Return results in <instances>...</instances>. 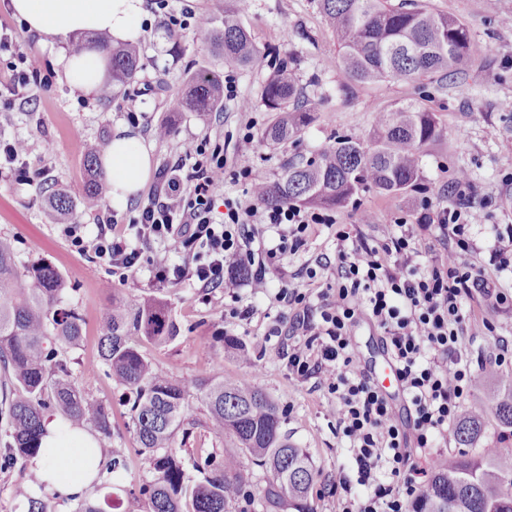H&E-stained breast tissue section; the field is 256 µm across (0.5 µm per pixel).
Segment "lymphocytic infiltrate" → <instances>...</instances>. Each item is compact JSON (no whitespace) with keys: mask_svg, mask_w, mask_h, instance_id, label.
Instances as JSON below:
<instances>
[{"mask_svg":"<svg viewBox=\"0 0 512 512\" xmlns=\"http://www.w3.org/2000/svg\"><path fill=\"white\" fill-rule=\"evenodd\" d=\"M29 153L24 139L1 147L0 178L33 185ZM223 189V156L199 148L190 167L158 170L155 189L131 224L118 226L101 201L93 206L98 217L93 234L80 224L64 225L63 233L76 251L93 250L112 272L137 271L142 246H154L149 280L156 286L189 281L212 292L223 287L226 271L248 263L250 288L258 296L268 293L274 264L303 246L309 225L335 221L293 205H267L259 212L231 199L220 205L216 197ZM448 191L454 205L420 215L436 220L452 244L449 253L431 258L427 270L419 269L421 251L408 224L401 223L380 246L339 252L336 285L322 295L318 309L306 306L305 294L297 290L283 287L277 294L294 315L271 325L267 337H295L286 350L289 370L316 377L336 396L338 429L349 442L356 475L355 484H336L344 494L342 512H408L424 486L417 455L451 441L453 423L486 370L461 347L464 326L483 329L482 322L469 320L464 301L479 291L491 307L503 302L488 273L512 271V226L497 232L484 265L468 263L475 247L472 187L460 176ZM254 217L280 231L260 257L245 231ZM361 314L383 332L411 405L408 422H398L389 397L357 361L352 327Z\"/></svg>","mask_w":512,"mask_h":512,"instance_id":"lymphocytic-infiltrate-1","label":"lymphocytic infiltrate"}]
</instances>
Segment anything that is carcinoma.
Listing matches in <instances>:
<instances>
[{"mask_svg": "<svg viewBox=\"0 0 512 512\" xmlns=\"http://www.w3.org/2000/svg\"><path fill=\"white\" fill-rule=\"evenodd\" d=\"M326 26L334 33L347 76L360 84L386 79L415 83L438 73L457 74L484 51L460 19L435 12L420 0H317ZM241 9L224 8L221 25L208 15L199 30L224 65L248 67L261 57L260 49L242 25ZM94 46L108 55L112 87L106 97L132 82L142 53L133 43L111 42L101 35ZM261 100L275 113L263 138L280 143L298 140L320 111V102L304 95L293 60L281 64L263 87ZM176 112L224 111V79L207 68L189 79L185 98ZM440 135L435 114L414 103L396 104L375 116L372 139L364 143L338 135L325 151L290 161L282 172L261 181L257 198L267 205L304 204L323 209L344 208L365 190L397 195L420 184L422 150ZM99 146L83 149L85 188L79 204L64 190L39 187L50 215L57 221L74 216L102 198L108 175L97 165ZM66 281L43 259L19 265L11 240L0 238V418L9 441L0 449V470L12 468L41 448L44 421L59 414L76 425H93L101 440H112L107 407L83 396L75 385L68 361L58 346L81 345L83 318L64 302ZM103 330L99 357L109 375L124 388L139 454L146 456L152 480L139 493L151 512H232L245 485L242 457L265 469L262 498L272 512L285 505L295 512H313L310 496L317 472L308 454L281 432L278 406L257 384L220 375L197 383L211 428L229 439L224 454L216 451L192 458L203 479L188 487V474L172 439L190 409L186 386L142 354L144 343L162 345L174 338L176 327L167 306L156 297L139 305L121 298L99 311ZM480 403L463 410L454 425L453 451L433 469L410 512H512V453L486 444L469 452L484 438L488 416L501 435L512 437V375L493 367L476 383ZM118 505L105 498H84L76 512H114Z\"/></svg>", "mask_w": 512, "mask_h": 512, "instance_id": "1", "label": "carcinoma"}]
</instances>
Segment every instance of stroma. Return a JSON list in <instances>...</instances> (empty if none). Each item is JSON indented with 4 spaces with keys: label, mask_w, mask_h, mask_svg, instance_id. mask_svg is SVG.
Returning <instances> with one entry per match:
<instances>
[{
    "label": "stroma",
    "mask_w": 512,
    "mask_h": 512,
    "mask_svg": "<svg viewBox=\"0 0 512 512\" xmlns=\"http://www.w3.org/2000/svg\"><path fill=\"white\" fill-rule=\"evenodd\" d=\"M426 3L434 11L462 20L472 38L483 45V53L470 60L462 75H436L423 85L395 80L349 82L317 0H252L242 22L263 52L255 65L224 67L212 56L205 35L193 27L184 30L179 49H172L164 27L149 11L141 21L142 68L136 80L112 100L71 90L62 66L56 63L58 45L30 32L15 16L11 0H0V32L11 42L10 48L0 51V143L28 138V161L31 168L40 170L41 182H57L76 200L85 183L83 142L106 145L117 130L128 129L143 139L155 170L180 163L189 151L207 142L219 147L224 156V197L244 201L248 185L237 174L239 155H249L257 174L271 178L289 160L310 157L335 135L369 140L376 113L411 101L434 112L440 127L439 138L423 149L422 190L403 197L366 191L354 204L335 210V223L310 225L304 246L275 270L274 291L285 285L317 299L336 282L339 232L349 233L357 246L382 243L397 219H412L422 204L435 208L449 204L448 185L461 169L469 175L471 203L480 215L473 230L477 251L469 257L478 263L487 259L495 242L494 225H512V111L502 106L503 100L512 99V29L499 21L501 14H512V0H497L494 12L487 10L485 0ZM29 52L41 58V84L32 98L22 100L6 86L21 70V54ZM287 58L294 61L299 86L320 100L321 110L298 141L269 144L262 141L261 133L273 116L266 112L261 92L270 74ZM203 67L221 72L234 87L233 95L224 99L223 111H175L190 74ZM167 120L174 125L173 133L166 139L155 137V127ZM361 209L374 211L375 222L357 223ZM0 236L12 240L20 261L42 258L56 266L67 282L66 303L84 318V342L63 349L62 354L82 393L112 411V440L105 448L109 457L124 462L112 476L111 498L119 503V512H149L137 490L151 474L136 451L122 390L98 357L97 311L115 296L134 305L150 294L166 301L176 336L163 346L142 344L143 355L191 391L199 380L212 375L252 378L277 402L282 433L312 460L318 473L311 495L315 512H341L332 488L352 472L347 443L336 431V398L321 389L316 378L292 374L283 342L266 339L267 328L284 312L274 292L253 296L246 278L239 276L225 277L224 287L208 294L186 283L152 286L144 266L124 277L109 273L95 263L92 253L72 249L59 225L50 220L45 198L34 185L0 181ZM312 267L318 271L313 280L306 275ZM236 306L252 307V316L225 323V315ZM465 309L472 317L488 320L493 330L483 336H463L464 351L491 362L504 347L512 348L511 302L492 309L475 292L467 298ZM226 336L246 344V360L225 353L222 339ZM172 446L186 458L199 448L223 450L225 442L209 430L207 411L197 402L176 431Z\"/></svg>",
    "instance_id": "stroma-1"
}]
</instances>
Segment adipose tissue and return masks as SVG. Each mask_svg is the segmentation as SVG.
Masks as SVG:
<instances>
[{
	"instance_id": "ef3b65f1",
	"label": "adipose tissue",
	"mask_w": 512,
	"mask_h": 512,
	"mask_svg": "<svg viewBox=\"0 0 512 512\" xmlns=\"http://www.w3.org/2000/svg\"><path fill=\"white\" fill-rule=\"evenodd\" d=\"M15 14L28 30L47 42L64 43L84 32H108L120 40L139 37L144 15L143 0H11ZM65 79L71 89L89 95L100 87L106 69L103 53L90 49L79 56L59 54ZM110 176L108 195L113 205H126L128 197L148 180L150 155L136 136L117 133L105 150ZM109 458L97 439L86 430L57 419L44 424L40 452L28 461V473L55 493L59 512L102 485Z\"/></svg>"
}]
</instances>
